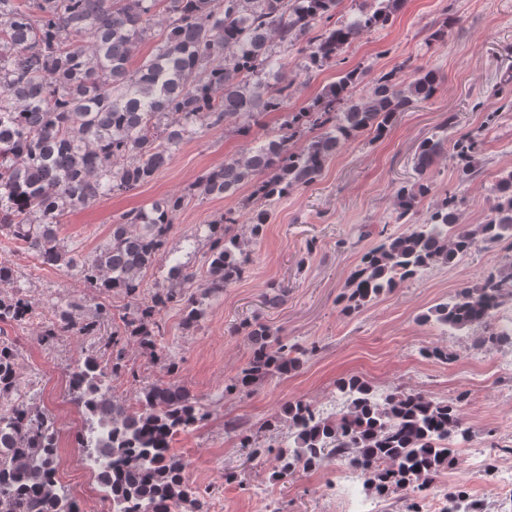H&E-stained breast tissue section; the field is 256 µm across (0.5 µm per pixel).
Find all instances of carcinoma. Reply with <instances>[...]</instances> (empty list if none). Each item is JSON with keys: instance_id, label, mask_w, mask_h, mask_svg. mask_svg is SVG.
I'll use <instances>...</instances> for the list:
<instances>
[{"instance_id": "1", "label": "carcinoma", "mask_w": 512, "mask_h": 512, "mask_svg": "<svg viewBox=\"0 0 512 512\" xmlns=\"http://www.w3.org/2000/svg\"><path fill=\"white\" fill-rule=\"evenodd\" d=\"M164 3L168 31L135 70L129 61ZM340 0H0V231L31 252L42 266L80 276L103 293L134 300L133 311L112 330V364L88 356L70 373L74 401L90 415L77 444L95 442L106 450L98 483L112 512H207L171 453L175 438L204 419L190 392L161 379L142 387L137 408L112 396L127 345L137 344L167 374L176 364L157 346L161 311L180 307L189 321L204 313L205 301L242 281L251 264V241L230 233L237 212L203 225L210 241L206 270L199 274L178 262L150 299L138 300L148 269L165 260V239L185 196L172 194L148 209L121 214L110 240L94 255L79 259L59 238L63 216L101 198L132 190L154 179L184 139L201 129L236 120L240 135L257 117L280 112L290 84L271 71L283 67L280 49L306 41V68H340L337 80L283 126L241 157H230L196 185L204 197L223 198L251 187V234L258 237L270 207L315 182L339 147L360 133L384 135L396 116L431 99L435 72L401 80V63L375 77L355 96L364 72L341 68L345 48L360 35L384 27L401 0H370L348 18L335 16ZM323 23L319 33L315 25ZM316 132L300 149L294 142ZM444 139L427 138L414 157L419 180L396 189L394 223L405 232L381 236L351 271L344 310L354 312L400 283L466 255L481 240L512 237V172L498 186L484 223H459L462 199L448 192L413 223L416 207L432 185L427 173ZM458 184L476 173L478 136L459 135L453 143ZM205 287H194L196 280ZM512 301V263L491 271L439 303L430 319L457 330L482 328ZM16 291L0 293V323L20 325L33 311ZM66 310L41 322L40 337L60 332L88 335ZM251 344L247 365L224 391L250 392L267 379L300 366L315 349L288 342L270 326H245ZM512 347V326L500 325L476 338V347ZM346 410L324 417L301 400L288 404V445L278 449L279 478L298 467H320L335 459L361 466L366 489L386 495L398 488H422L448 465L472 431L454 405L421 393L375 394L358 378L338 385ZM249 455L265 452L237 423ZM58 431L40 409L22 397L17 351L0 340V512H80L76 501L58 496Z\"/></svg>"}]
</instances>
